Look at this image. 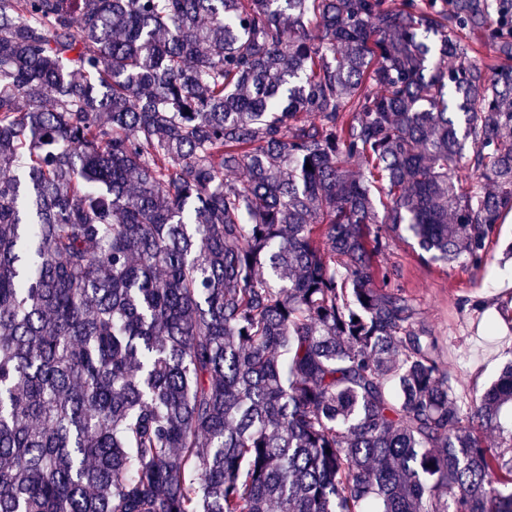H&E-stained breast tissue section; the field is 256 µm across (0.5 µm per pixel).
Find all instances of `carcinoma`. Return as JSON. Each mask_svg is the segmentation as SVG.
<instances>
[{"label": "carcinoma", "instance_id": "obj_1", "mask_svg": "<svg viewBox=\"0 0 512 512\" xmlns=\"http://www.w3.org/2000/svg\"><path fill=\"white\" fill-rule=\"evenodd\" d=\"M496 14L0 0V512H512V362L460 396L375 261L487 263Z\"/></svg>", "mask_w": 512, "mask_h": 512}]
</instances>
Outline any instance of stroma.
I'll return each instance as SVG.
<instances>
[{"label": "stroma", "instance_id": "stroma-1", "mask_svg": "<svg viewBox=\"0 0 512 512\" xmlns=\"http://www.w3.org/2000/svg\"><path fill=\"white\" fill-rule=\"evenodd\" d=\"M391 270L442 348V361L466 395L495 382L512 360V214L498 228L484 273L422 262L401 242L378 257ZM493 319L496 331L484 328Z\"/></svg>", "mask_w": 512, "mask_h": 512}]
</instances>
